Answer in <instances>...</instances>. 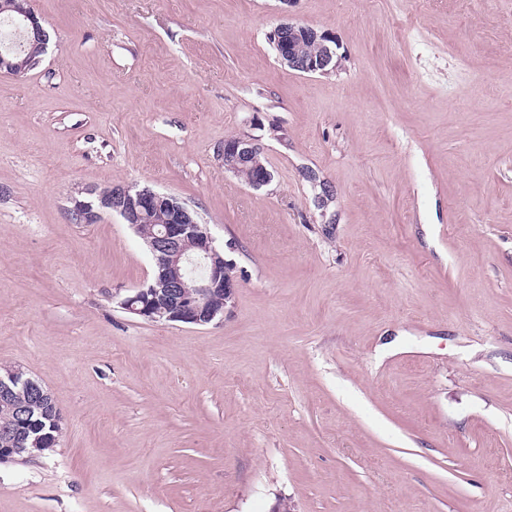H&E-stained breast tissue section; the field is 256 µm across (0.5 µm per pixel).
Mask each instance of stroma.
Here are the masks:
<instances>
[{"mask_svg":"<svg viewBox=\"0 0 512 512\" xmlns=\"http://www.w3.org/2000/svg\"><path fill=\"white\" fill-rule=\"evenodd\" d=\"M0 74V366L57 446L0 512H512V0H30ZM336 43L304 73L283 21ZM259 139L270 184L224 169ZM195 210L238 288L221 321L122 300L154 261L74 199ZM17 11L20 17L16 25L22 29L23 35L32 38V49L30 52L23 50L1 51L5 44H15L14 40L17 35L14 23L0 13V72L20 75L40 65L50 41V35L31 7ZM275 30L288 33L287 37L280 40L277 53L288 67L307 73L336 68V49L330 44L332 40L327 35L319 34L313 27L292 22L281 23ZM307 45H316L318 52L308 55Z\"/></svg>","mask_w":512,"mask_h":512,"instance_id":"35a3bbf8","label":"stroma"}]
</instances>
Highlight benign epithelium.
I'll list each match as a JSON object with an SVG mask.
<instances>
[{"label":"benign epithelium","mask_w":512,"mask_h":512,"mask_svg":"<svg viewBox=\"0 0 512 512\" xmlns=\"http://www.w3.org/2000/svg\"><path fill=\"white\" fill-rule=\"evenodd\" d=\"M18 14L17 26L23 35L32 38V49L0 52V72L15 75L38 67L50 41L48 31L34 10L22 8ZM276 30L288 33L278 44V57L288 67L307 73L336 68V49L327 35L292 22H284ZM309 45L317 46L318 52L307 54ZM263 150L255 138L226 142L224 169L238 177L248 173L246 182L254 188L266 186L271 181V173L262 163ZM160 208L169 211V223L145 239L159 272L153 282L136 289L133 298L123 302L122 307L146 321L209 325L223 318L224 306L234 299L237 280L233 262L219 252L195 211L170 195L146 187L134 189L121 185L110 194L93 189L87 191L85 198L74 200L71 214L80 224H95L101 212H116L137 230L149 220V213ZM217 298L223 303L220 308L212 304ZM16 384L14 372L0 373V405H12ZM53 443L51 436L39 435L27 449L5 444L0 446V463L18 461L24 452L29 459L38 457L42 455L41 446Z\"/></svg>","instance_id":"7a95c632"}]
</instances>
